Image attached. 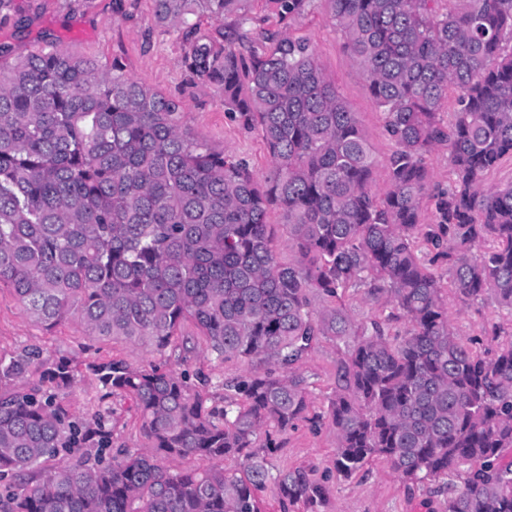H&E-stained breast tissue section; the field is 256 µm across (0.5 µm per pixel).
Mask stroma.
<instances>
[{"label": "stroma", "mask_w": 512, "mask_h": 512, "mask_svg": "<svg viewBox=\"0 0 512 512\" xmlns=\"http://www.w3.org/2000/svg\"><path fill=\"white\" fill-rule=\"evenodd\" d=\"M194 21L197 29L193 32L157 22L153 0H9L8 6L0 9V45L8 46L13 59L51 43L107 65L118 63L127 75L179 100L182 123L194 134L225 154L247 160L257 175H265L271 159L259 132L234 121L224 110L222 93L196 84L183 63L196 34L231 35L235 19L215 18L204 11ZM281 25L289 36L308 39L318 66L349 109L357 112L373 154L385 160L393 149L385 131V117L373 104L360 62L349 51L343 32L333 24L326 0H310L304 14ZM426 163L432 176V196L448 189L453 173L447 145L437 146ZM432 196L422 205L421 223L438 221ZM448 317L457 336L478 349L488 347L487 333L492 325H512V317L500 312L492 301L464 305L453 295L448 298ZM181 333L189 338L191 351L178 349L161 357L126 341L89 336L74 319L48 331L30 318L8 285L0 286V356L37 348L44 354H62L78 362L115 358L134 368L160 363L178 371L199 370L210 380L209 405L218 407L225 404V381L266 368L258 359H214L192 322H185ZM339 357L335 343L324 339L302 360L300 370L311 382L308 417L279 435V448L266 456L269 466L275 470L311 469L316 476L326 477L330 496L324 512H445V495L437 484L404 481L385 460L370 461L346 479L337 475L336 433L326 414ZM100 394L96 377L85 372L68 391L65 403L79 416H108L113 448L135 450L144 446L132 401L121 396L104 400Z\"/></svg>", "instance_id": "obj_1"}]
</instances>
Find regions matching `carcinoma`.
<instances>
[{
	"label": "carcinoma",
	"instance_id": "1",
	"mask_svg": "<svg viewBox=\"0 0 512 512\" xmlns=\"http://www.w3.org/2000/svg\"><path fill=\"white\" fill-rule=\"evenodd\" d=\"M453 1L328 0L394 142L381 196L357 113L309 44L267 30L256 51L241 0H154L155 17L236 16L234 41L200 36L185 64L260 132L272 158L261 179L185 128L179 100L119 65L53 44L13 61L0 48V283L48 331L75 318L91 336L163 356L190 320L215 358L272 364L233 384L244 403L209 409L203 376L90 361L103 397L132 400L146 446L58 466L74 448L111 447L112 429L63 404L80 374L71 358L0 356V512H262L269 482L282 504L322 512L325 484L300 469L272 475L251 449L279 447L305 418L298 364L323 338L343 345L328 404L339 474L383 458L409 482L441 483L445 512H512V461L501 462L512 331L492 326L491 358L459 339L434 270L446 267L459 301L488 294L512 314V181L482 185L512 158V54H501L512 0ZM272 2L283 22L309 0ZM450 86L458 109L446 128ZM442 142L455 179L435 196L439 222L422 224L426 155ZM272 208L288 226V264L274 251ZM351 290L387 315L355 320ZM400 318L406 330L390 333ZM159 452L212 465L172 473ZM241 455L240 471L224 470Z\"/></svg>",
	"mask_w": 512,
	"mask_h": 512
}]
</instances>
